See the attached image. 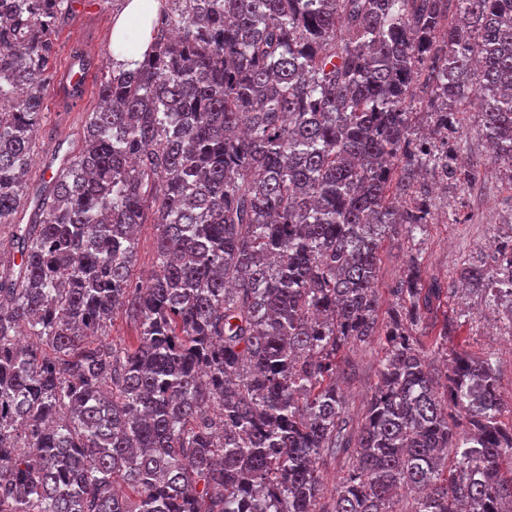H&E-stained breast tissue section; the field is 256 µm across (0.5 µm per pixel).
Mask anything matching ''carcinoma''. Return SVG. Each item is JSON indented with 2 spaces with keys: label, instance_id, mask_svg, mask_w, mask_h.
Masks as SVG:
<instances>
[{
  "label": "carcinoma",
  "instance_id": "1",
  "mask_svg": "<svg viewBox=\"0 0 512 512\" xmlns=\"http://www.w3.org/2000/svg\"><path fill=\"white\" fill-rule=\"evenodd\" d=\"M171 2L30 198L73 0H0V512H512L497 361L448 351L452 286L411 257L383 324L374 288L384 236L431 223L420 173L471 182L473 100L512 170V0ZM459 280L512 316L496 269ZM118 312L137 344L100 340ZM375 337L355 420L342 353ZM156 230L152 224H144L140 228L137 241V257L133 267V279L139 281L153 271L155 266L154 241Z\"/></svg>",
  "mask_w": 512,
  "mask_h": 512
}]
</instances>
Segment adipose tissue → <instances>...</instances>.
I'll return each instance as SVG.
<instances>
[{
    "label": "adipose tissue",
    "mask_w": 512,
    "mask_h": 512,
    "mask_svg": "<svg viewBox=\"0 0 512 512\" xmlns=\"http://www.w3.org/2000/svg\"><path fill=\"white\" fill-rule=\"evenodd\" d=\"M160 0H127L112 24L111 51L115 62L136 68L150 47V20Z\"/></svg>",
    "instance_id": "1"
}]
</instances>
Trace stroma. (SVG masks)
I'll list each match as a JSON object with an SVG mask.
<instances>
[{"mask_svg": "<svg viewBox=\"0 0 512 512\" xmlns=\"http://www.w3.org/2000/svg\"><path fill=\"white\" fill-rule=\"evenodd\" d=\"M94 13L84 19L70 18L58 28L54 39L56 53L53 70H60L74 41L89 37L93 42V69H100L110 60L109 46L112 24L122 10V0H92ZM54 85L44 90L45 118L38 132L37 150L41 160L55 151L74 152L89 112L98 105L96 91H88L74 112H61L56 107ZM481 117L478 110L466 115L464 132L468 140L466 162L477 169L479 181L475 187L436 181V207L432 224L425 236L415 239L398 237L385 240L375 288L380 298L378 315L386 317L392 298L389 290L401 274L409 255H419L428 272L441 280L452 281L462 263L477 249L486 248L490 236L499 227L512 224V173L489 170L487 152L480 135ZM448 312L459 317L462 327L459 344L476 355H490L498 362L499 385L506 411L512 412V323L485 303L481 294L468 291L464 297H451ZM383 356L379 341L351 348L348 357L352 368L342 378L341 388L354 417H363L377 381L379 361Z\"/></svg>", "mask_w": 512, "mask_h": 512, "instance_id": "stroma-1", "label": "stroma"}]
</instances>
